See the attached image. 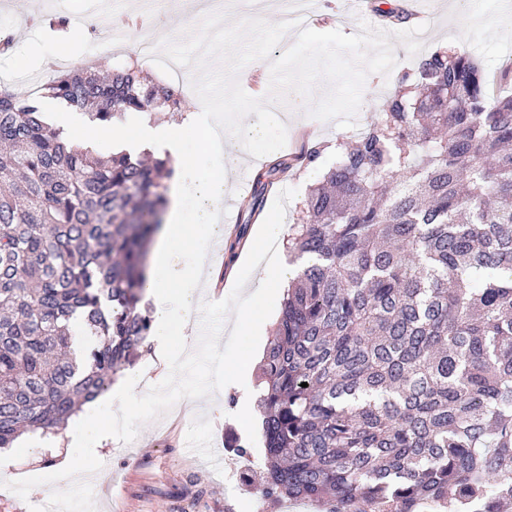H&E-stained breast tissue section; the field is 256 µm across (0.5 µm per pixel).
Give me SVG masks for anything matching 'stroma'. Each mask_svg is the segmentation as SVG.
Listing matches in <instances>:
<instances>
[{"label": "stroma", "instance_id": "1", "mask_svg": "<svg viewBox=\"0 0 512 512\" xmlns=\"http://www.w3.org/2000/svg\"><path fill=\"white\" fill-rule=\"evenodd\" d=\"M404 6L422 15L427 31L422 34L424 53L436 50L460 52L475 58L487 72L512 69V14L501 12L494 0H482L478 12L453 0H401ZM135 0H0V27L12 30L15 43L9 54H0V86L26 83L39 88L53 80L44 71L48 58H56L61 70L94 66L88 57V45L110 63L142 60L144 45L158 46L161 39L178 35L184 28L198 24L205 11L189 5L188 0H166L155 12L153 24L135 29L123 43L112 38V20L117 12H132ZM317 14L320 31L339 30L358 33L361 23L377 29L386 24L375 8L358 7L350 0H310ZM39 14L65 15L71 20L67 33L54 34L32 24ZM397 63L390 75L372 74L366 80L361 106L354 117L355 126L347 130L336 121H320L306 110L294 106L276 108V115L288 117L284 154H299L307 140L326 143L319 167L294 166L280 173L273 190L266 193L259 217H250L243 208V194H227L230 207L223 221L228 232L223 245H234L238 229L254 233L260 217H274L284 226L294 224L297 205L325 168L336 160L331 145L336 140L362 131L381 116L386 99L399 84L401 76L413 68L416 59L402 43H395ZM224 152L229 161L231 181L246 179L249 191H256L274 155L252 158L234 138H226ZM255 375H248L244 387L227 386L219 399L183 400L182 411H168L141 426L137 437L125 444L119 440L102 441L98 431L86 430L82 448H45L39 445L16 446L8 467H0V512H41L42 506L58 499L53 473L69 467L90 475L104 470L110 479L82 484L88 512H313L300 501H271L262 493L264 451L260 430H247L239 423L230 396H241L243 388L255 387ZM210 441L232 469H217L206 459L191 452L197 440ZM247 441L249 456L235 447L237 440Z\"/></svg>", "mask_w": 512, "mask_h": 512}]
</instances>
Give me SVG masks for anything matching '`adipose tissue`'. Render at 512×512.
Returning <instances> with one entry per match:
<instances>
[{"instance_id":"1","label":"adipose tissue","mask_w":512,"mask_h":512,"mask_svg":"<svg viewBox=\"0 0 512 512\" xmlns=\"http://www.w3.org/2000/svg\"><path fill=\"white\" fill-rule=\"evenodd\" d=\"M56 120L77 142H93L107 151L117 146L136 152L151 151L171 157L175 162L167 222L151 249L144 285V295L153 305V331L149 342L156 356L164 357L170 319L177 315L190 318L202 306L203 277L208 268L211 242L224 233L220 214L228 170L221 162L223 122L220 117L197 112L188 113L179 122L143 124L135 128L118 124L90 126L76 113L64 111L57 112ZM192 128L202 131V142L216 159L208 171H199L183 152L186 133ZM188 185L196 187L203 200L200 218L194 224L184 223L182 219L180 199ZM284 236L283 224L269 221L259 227L252 241V252L258 259L256 300H264L272 289L286 286L294 277L293 268L280 255Z\"/></svg>"}]
</instances>
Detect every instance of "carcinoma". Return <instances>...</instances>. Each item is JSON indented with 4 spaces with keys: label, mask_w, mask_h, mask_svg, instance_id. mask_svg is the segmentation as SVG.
I'll list each match as a JSON object with an SVG mask.
<instances>
[{
    "label": "carcinoma",
    "mask_w": 512,
    "mask_h": 512,
    "mask_svg": "<svg viewBox=\"0 0 512 512\" xmlns=\"http://www.w3.org/2000/svg\"><path fill=\"white\" fill-rule=\"evenodd\" d=\"M47 94L107 123L181 100L133 63ZM43 94L0 91V448L51 433L147 342L149 246L169 158L66 142ZM315 142L270 166L316 165ZM304 260L258 367L272 500L317 512H504L512 503V95L434 51L310 188ZM98 341L78 354L73 327ZM307 386H301V383Z\"/></svg>",
    "instance_id": "carcinoma-1"
}]
</instances>
